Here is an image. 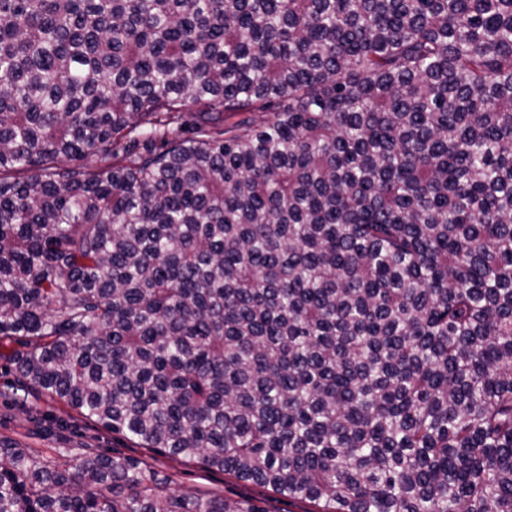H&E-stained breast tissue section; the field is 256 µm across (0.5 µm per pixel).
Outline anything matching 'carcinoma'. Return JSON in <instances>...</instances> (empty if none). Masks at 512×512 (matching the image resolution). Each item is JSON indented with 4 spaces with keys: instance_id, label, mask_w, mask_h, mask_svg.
<instances>
[{
    "instance_id": "carcinoma-1",
    "label": "carcinoma",
    "mask_w": 512,
    "mask_h": 512,
    "mask_svg": "<svg viewBox=\"0 0 512 512\" xmlns=\"http://www.w3.org/2000/svg\"><path fill=\"white\" fill-rule=\"evenodd\" d=\"M2 348L308 512H512V0H0ZM0 512L255 510L0 439Z\"/></svg>"
}]
</instances>
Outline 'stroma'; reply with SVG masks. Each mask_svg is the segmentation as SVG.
<instances>
[{
  "label": "stroma",
  "instance_id": "obj_1",
  "mask_svg": "<svg viewBox=\"0 0 512 512\" xmlns=\"http://www.w3.org/2000/svg\"><path fill=\"white\" fill-rule=\"evenodd\" d=\"M0 438L15 440L46 458L76 463L86 452L141 460L168 483L175 494L205 493L245 498L259 512H303L301 503L265 488L238 481L202 464L156 448H140L78 415L62 402L30 390L13 368L0 361Z\"/></svg>",
  "mask_w": 512,
  "mask_h": 512
}]
</instances>
